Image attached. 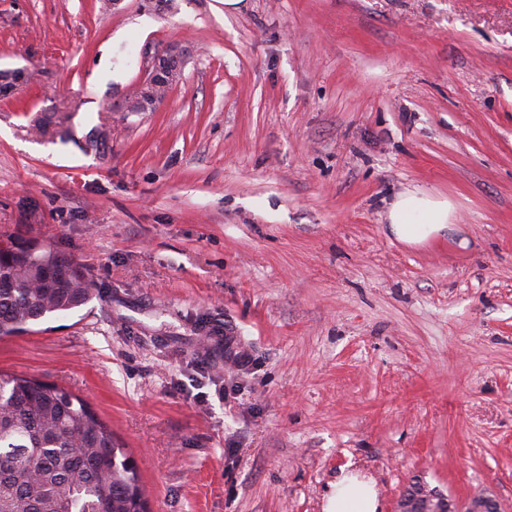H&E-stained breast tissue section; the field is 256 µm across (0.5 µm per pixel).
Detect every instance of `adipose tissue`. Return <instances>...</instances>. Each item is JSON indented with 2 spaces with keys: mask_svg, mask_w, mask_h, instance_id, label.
<instances>
[{
  "mask_svg": "<svg viewBox=\"0 0 512 512\" xmlns=\"http://www.w3.org/2000/svg\"><path fill=\"white\" fill-rule=\"evenodd\" d=\"M454 206L419 189L397 194L387 213L389 232L397 241L419 245L452 229ZM375 481L357 470L341 473L326 497L324 512H379Z\"/></svg>",
  "mask_w": 512,
  "mask_h": 512,
  "instance_id": "ef3b65f1",
  "label": "adipose tissue"
}]
</instances>
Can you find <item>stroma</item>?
<instances>
[{"label":"stroma","mask_w":512,"mask_h":512,"mask_svg":"<svg viewBox=\"0 0 512 512\" xmlns=\"http://www.w3.org/2000/svg\"><path fill=\"white\" fill-rule=\"evenodd\" d=\"M1 70L0 229L94 297L0 373L85 398L150 512H323L348 465L512 512V0H0ZM407 188L454 231L391 238ZM185 64V55L181 51L170 50L151 61L146 76L135 93L126 101L130 112H152L164 99V92L177 81ZM164 80L163 86L158 82ZM161 88V91H157Z\"/></svg>","instance_id":"35a3bbf8"}]
</instances>
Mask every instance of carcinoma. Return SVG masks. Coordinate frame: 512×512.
<instances>
[{"instance_id": "1", "label": "carcinoma", "mask_w": 512, "mask_h": 512, "mask_svg": "<svg viewBox=\"0 0 512 512\" xmlns=\"http://www.w3.org/2000/svg\"><path fill=\"white\" fill-rule=\"evenodd\" d=\"M85 269L54 244L0 233V336L92 300ZM0 512H148L136 466L89 403L0 375Z\"/></svg>"}]
</instances>
